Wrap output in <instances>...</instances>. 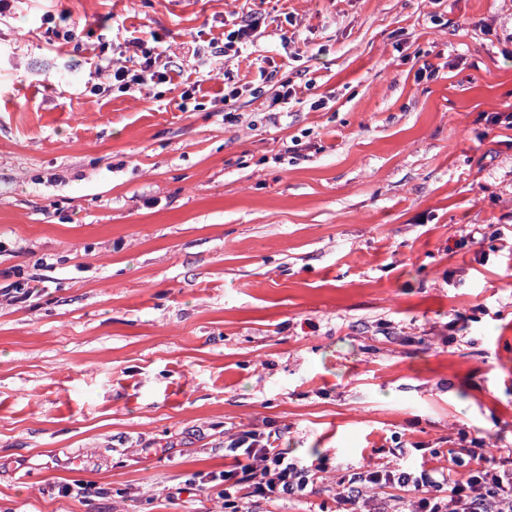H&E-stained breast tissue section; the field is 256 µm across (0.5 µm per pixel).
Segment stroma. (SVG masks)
I'll list each match as a JSON object with an SVG mask.
<instances>
[{"instance_id": "stroma-1", "label": "stroma", "mask_w": 512, "mask_h": 512, "mask_svg": "<svg viewBox=\"0 0 512 512\" xmlns=\"http://www.w3.org/2000/svg\"><path fill=\"white\" fill-rule=\"evenodd\" d=\"M253 14L251 52L207 54ZM155 35L169 81L114 87L101 60ZM499 113L512 0H10L0 289L39 293L0 303V512H221L173 492L252 430L320 471L248 512H337L340 477L384 466L459 479L449 451L481 440L511 454ZM76 481L111 496L59 494Z\"/></svg>"}]
</instances>
